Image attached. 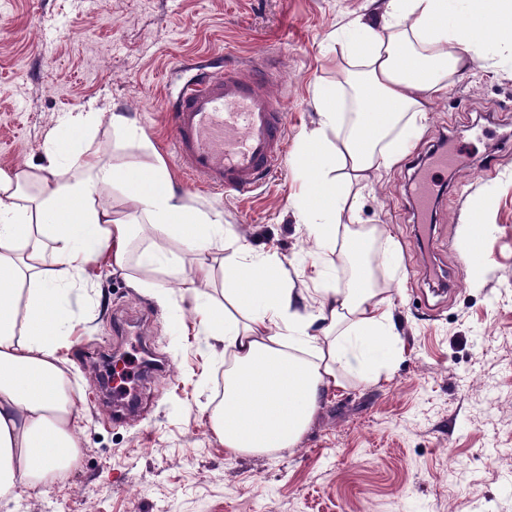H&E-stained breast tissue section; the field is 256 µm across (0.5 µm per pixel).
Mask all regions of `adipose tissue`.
Wrapping results in <instances>:
<instances>
[{"label":"adipose tissue","mask_w":512,"mask_h":512,"mask_svg":"<svg viewBox=\"0 0 512 512\" xmlns=\"http://www.w3.org/2000/svg\"><path fill=\"white\" fill-rule=\"evenodd\" d=\"M489 31L512 39V0H386L379 22L358 19L336 36L345 78L315 88L318 119L297 148L302 183L293 202L318 248L341 243L355 272L301 308L281 259L241 244L224 266L221 297L196 292L200 327L233 357L210 411L228 452L295 447L331 389L396 356L389 291L373 286L363 264L380 231L342 218L371 173L407 153L453 75L501 62ZM114 188L133 213L104 202ZM138 219L150 243L135 255ZM226 236L223 216L191 205L159 156L140 169L88 154L75 168L56 142L39 162L0 169L1 501L22 488L43 491L79 464L82 411L62 350L73 329L68 287L85 264L103 252L115 270L137 260L145 275L130 284L151 288L157 273L182 281L174 260L182 250L206 278Z\"/></svg>","instance_id":"adipose-tissue-1"}]
</instances>
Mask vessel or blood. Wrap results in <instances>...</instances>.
<instances>
[{"mask_svg":"<svg viewBox=\"0 0 512 512\" xmlns=\"http://www.w3.org/2000/svg\"><path fill=\"white\" fill-rule=\"evenodd\" d=\"M268 79L259 61L189 65L168 102L174 156L187 175L214 191L246 193L281 170L286 114Z\"/></svg>","mask_w":512,"mask_h":512,"instance_id":"vessel-or-blood-1","label":"vessel or blood"}]
</instances>
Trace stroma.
Masks as SVG:
<instances>
[{
    "label": "stroma",
    "instance_id": "35a3bbf8",
    "mask_svg": "<svg viewBox=\"0 0 512 512\" xmlns=\"http://www.w3.org/2000/svg\"><path fill=\"white\" fill-rule=\"evenodd\" d=\"M375 0H0V168L39 161L51 141L71 155L146 165L161 155L192 203L224 215L241 244L274 251L289 280L320 292L352 268L341 249L317 253L293 205L295 154L317 119L313 88L344 79L332 34L373 18ZM224 55L268 59L288 118L282 172L245 194L187 176L169 144L166 101L183 65ZM135 114L150 149L123 146L108 117ZM96 112L89 139L64 117ZM460 151L435 175L428 218L413 186L439 142ZM356 221L380 228L397 253L375 270L388 283L402 350L378 377L349 378L323 401L295 448L229 454L210 431L224 345L203 332L194 300L174 283L165 300L132 288L106 255L89 261L70 297L74 328L63 355L83 409L82 457L44 492L21 490L0 512H512V65L474 64L448 82L413 151L372 173ZM483 256L463 262L469 236ZM168 361L139 386L141 407L106 421L98 368L87 352L128 347L119 318Z\"/></svg>",
    "mask_w": 512,
    "mask_h": 512
}]
</instances>
